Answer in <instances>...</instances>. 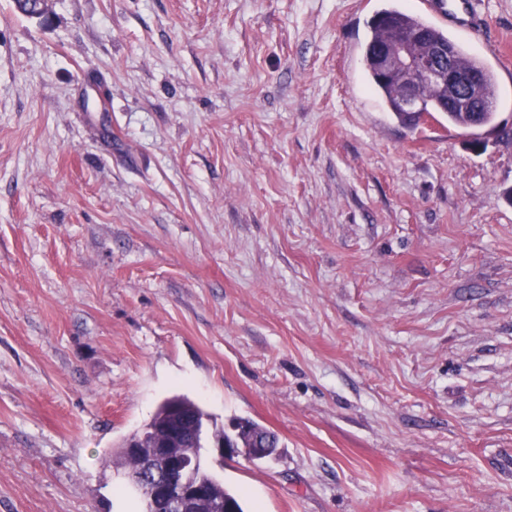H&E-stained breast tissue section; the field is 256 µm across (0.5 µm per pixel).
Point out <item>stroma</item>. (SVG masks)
Listing matches in <instances>:
<instances>
[{"instance_id": "1", "label": "stroma", "mask_w": 512, "mask_h": 512, "mask_svg": "<svg viewBox=\"0 0 512 512\" xmlns=\"http://www.w3.org/2000/svg\"><path fill=\"white\" fill-rule=\"evenodd\" d=\"M391 5L0 0V512H136L174 394L278 435L202 451L246 512H512V0L474 129L373 90ZM234 422L238 425L239 430L231 439L240 448H236L234 442L231 444L227 443L224 438L207 440L206 447L214 448L217 455L221 458H224V455L229 457L242 455L252 461H261L269 459L275 454V452H271V448H279V438L274 432L250 419L238 418ZM269 435L273 438L271 448H255L259 446V440Z\"/></svg>"}]
</instances>
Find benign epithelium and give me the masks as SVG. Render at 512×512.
Segmentation results:
<instances>
[{
  "label": "benign epithelium",
  "instance_id": "benign-epithelium-1",
  "mask_svg": "<svg viewBox=\"0 0 512 512\" xmlns=\"http://www.w3.org/2000/svg\"><path fill=\"white\" fill-rule=\"evenodd\" d=\"M424 40L422 31L396 29L386 45L376 48L374 65L381 76L399 88L397 110L415 120L425 115L421 91L429 85L448 88V104L462 112L492 109L495 103L473 94L481 75L476 70L464 69L456 64L451 47L432 43L420 54L418 44ZM170 439L154 445V452L141 456V468L127 474L129 488L139 495L144 512H189L203 494L201 482L185 477L186 463L177 444L186 437L179 421L169 429ZM206 447L215 449L219 457L242 455L252 461L273 456L271 449L237 448L223 439L206 441Z\"/></svg>",
  "mask_w": 512,
  "mask_h": 512
}]
</instances>
